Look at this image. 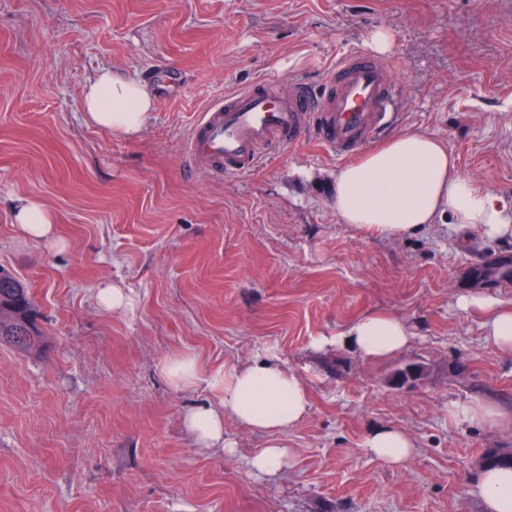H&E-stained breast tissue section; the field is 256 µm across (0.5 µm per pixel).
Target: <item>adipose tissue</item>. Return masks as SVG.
<instances>
[{
  "label": "adipose tissue",
  "mask_w": 512,
  "mask_h": 512,
  "mask_svg": "<svg viewBox=\"0 0 512 512\" xmlns=\"http://www.w3.org/2000/svg\"><path fill=\"white\" fill-rule=\"evenodd\" d=\"M82 100L93 125L128 137L142 131L153 109L143 82L108 70L85 86ZM333 207L342 223L378 236L414 234L445 218L457 229L473 230L489 239L512 235V203L464 176L447 145L421 131L395 133L382 146L338 169ZM12 215L24 238L63 248L55 217L39 199H17ZM461 305L483 311L488 340L502 355L512 356V308L498 306L479 293L463 296ZM410 340L409 329L398 315L372 311L338 335L316 337L313 345L346 348L364 359L379 360L403 350ZM209 384L219 396L218 404H198L184 415L185 427L204 448L218 446L234 452V443L224 436L225 417L252 431L275 433L300 424L311 407L305 382L271 351L250 363L212 372ZM448 415L458 423L512 429V412L483 399L451 405ZM365 446L388 465L399 464L414 448L403 431L392 427L371 432ZM476 488L486 512H512V469L482 468Z\"/></svg>",
  "instance_id": "ef3b65f1"
}]
</instances>
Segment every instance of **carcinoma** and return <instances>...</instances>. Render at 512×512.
Instances as JSON below:
<instances>
[{"label":"carcinoma","instance_id":"carcinoma-1","mask_svg":"<svg viewBox=\"0 0 512 512\" xmlns=\"http://www.w3.org/2000/svg\"><path fill=\"white\" fill-rule=\"evenodd\" d=\"M512 254H499L472 269L473 281L490 288L512 287ZM32 300L25 283L10 269L0 265V343L19 350L33 347L40 333L31 316ZM484 466L512 469V449L493 448L481 459Z\"/></svg>","mask_w":512,"mask_h":512}]
</instances>
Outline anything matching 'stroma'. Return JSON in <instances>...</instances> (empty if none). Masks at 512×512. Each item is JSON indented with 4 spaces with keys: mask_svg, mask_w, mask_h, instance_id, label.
<instances>
[{
    "mask_svg": "<svg viewBox=\"0 0 512 512\" xmlns=\"http://www.w3.org/2000/svg\"><path fill=\"white\" fill-rule=\"evenodd\" d=\"M378 31L393 131L442 140L511 202L512 0H0V265L28 284L44 333L29 352L0 345V512H484L473 478L512 429L452 423L448 407L512 410V358L460 305L472 266L512 236L342 223L343 161L311 140L234 176L185 159L211 102L270 76L318 84ZM105 69L178 76L153 90L136 137L84 119L82 90ZM28 196L55 214L64 249L18 235L11 206ZM105 282L131 307L101 308ZM375 310L407 324L399 353L314 349ZM266 348L306 383V419L269 435L228 417L235 455L196 445L183 415L216 396L173 385L163 364L189 356L208 373ZM384 426L415 444L399 466L364 446ZM271 440L290 465L262 478L249 459Z\"/></svg>",
    "mask_w": 512,
    "mask_h": 512,
    "instance_id": "obj_1",
    "label": "stroma"
}]
</instances>
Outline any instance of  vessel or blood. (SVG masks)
I'll return each mask as SVG.
<instances>
[{
	"label": "vessel or blood",
	"instance_id": "vessel-or-blood-1",
	"mask_svg": "<svg viewBox=\"0 0 512 512\" xmlns=\"http://www.w3.org/2000/svg\"><path fill=\"white\" fill-rule=\"evenodd\" d=\"M396 85L389 64L353 53L318 88L267 78L224 96L201 113L187 144L191 167L220 175L253 170L265 147L319 142L337 157L357 154L389 123Z\"/></svg>",
	"mask_w": 512,
	"mask_h": 512
}]
</instances>
